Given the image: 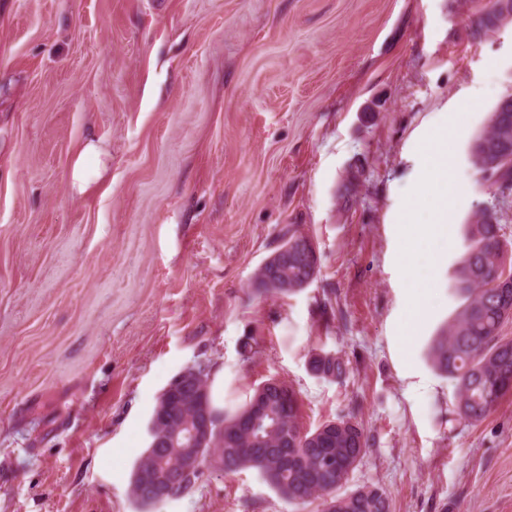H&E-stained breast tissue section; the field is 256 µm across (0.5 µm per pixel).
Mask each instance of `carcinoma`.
<instances>
[{
  "instance_id": "obj_1",
  "label": "carcinoma",
  "mask_w": 512,
  "mask_h": 512,
  "mask_svg": "<svg viewBox=\"0 0 512 512\" xmlns=\"http://www.w3.org/2000/svg\"><path fill=\"white\" fill-rule=\"evenodd\" d=\"M498 0H459L467 8L473 38L487 37L501 25L485 21ZM512 125V111L490 112L486 126L471 142L470 160L477 182L489 200L476 204L466 234L465 251L454 280L462 300L448 325L434 337L430 359L435 370L455 381L459 419L480 423L512 392V340L501 336L512 317V253L502 240L497 206L512 197V142L500 149L498 129L503 120ZM499 153L504 158L498 175L485 174L486 157ZM308 236L299 224L283 229L280 246L292 250ZM320 272V264L271 261L255 269L251 285L257 297H288L305 288ZM313 374L324 381L342 383L347 364L336 352L321 351L310 358ZM205 404L212 416L211 446L201 450L202 458L215 457L224 463V473L253 469L281 499L301 510L320 501V512H390L386 491L364 485L350 493L340 490L369 447V438L355 420L344 414L327 420L312 431L300 424V403L296 390L286 381L268 378L253 389L249 400L231 412L212 404L210 374H205ZM194 410L187 406L168 415L164 428L189 432ZM186 454L166 456L146 449L138 458L130 481L133 501L152 510L162 501L144 495L143 476L178 474L185 467Z\"/></svg>"
}]
</instances>
